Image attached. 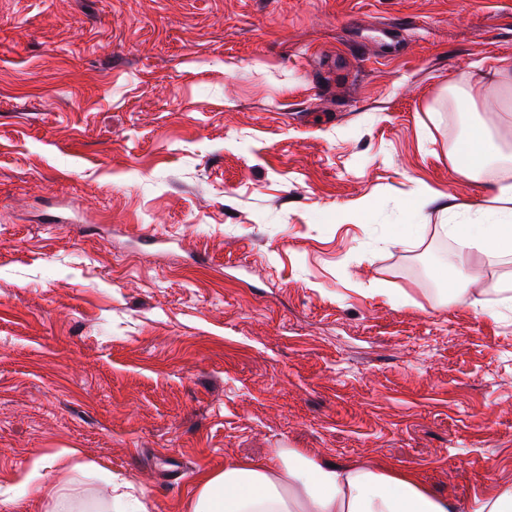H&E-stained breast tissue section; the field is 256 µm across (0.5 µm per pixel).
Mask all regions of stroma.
<instances>
[{
    "instance_id": "obj_1",
    "label": "stroma",
    "mask_w": 512,
    "mask_h": 512,
    "mask_svg": "<svg viewBox=\"0 0 512 512\" xmlns=\"http://www.w3.org/2000/svg\"><path fill=\"white\" fill-rule=\"evenodd\" d=\"M503 55L512 0H0V500L62 512L64 448L89 512L279 448L512 485V312L434 276L490 202L446 87ZM43 468L44 465L42 460L40 459L36 461L33 469L22 475L20 483L31 494L42 495L50 499H54L59 496L60 489L43 481V476L39 473V469ZM112 503L121 511H146L142 504L133 495L126 491L132 486L125 481H112Z\"/></svg>"
}]
</instances>
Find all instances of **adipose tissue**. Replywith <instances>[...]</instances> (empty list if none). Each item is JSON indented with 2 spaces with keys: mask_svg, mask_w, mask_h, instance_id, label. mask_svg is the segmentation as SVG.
I'll use <instances>...</instances> for the list:
<instances>
[{
  "mask_svg": "<svg viewBox=\"0 0 512 512\" xmlns=\"http://www.w3.org/2000/svg\"><path fill=\"white\" fill-rule=\"evenodd\" d=\"M512 112V59L459 74L448 88L456 112H474L488 94ZM455 169L477 178L495 170L493 207L476 213L464 246L493 260L512 256V152L481 119L469 124L450 152ZM192 512H512V486H499L468 506L430 491L414 472L374 464L319 461L297 448L277 449L266 462L228 461L201 479Z\"/></svg>",
  "mask_w": 512,
  "mask_h": 512,
  "instance_id": "1",
  "label": "adipose tissue"
}]
</instances>
